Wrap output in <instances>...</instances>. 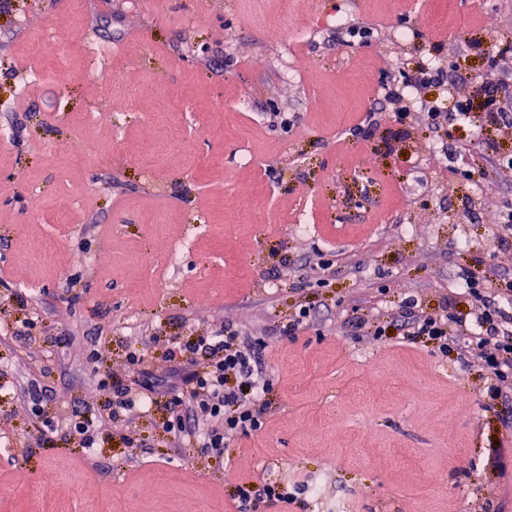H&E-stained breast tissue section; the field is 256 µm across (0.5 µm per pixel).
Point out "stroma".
Segmentation results:
<instances>
[{
  "label": "stroma",
  "instance_id": "35a3bbf8",
  "mask_svg": "<svg viewBox=\"0 0 512 512\" xmlns=\"http://www.w3.org/2000/svg\"><path fill=\"white\" fill-rule=\"evenodd\" d=\"M460 2L463 42L444 0H0V512H234L247 481L287 487L294 512H512V468L495 474L489 459L512 385L487 412L481 366L397 331L404 297L467 306L458 276L476 254L512 280L500 242L512 168L497 161L512 124L478 113L443 138L414 106L400 129L381 90L418 60L403 38L416 28L447 72L429 99L480 97L477 47L512 40V0ZM343 23L373 34L348 46ZM49 28L54 43L35 52ZM75 28L109 54L70 42ZM369 108L365 139L353 127ZM174 131L175 162L160 153ZM75 138L93 146L82 165L66 158ZM468 154L482 182L461 171ZM325 265L330 284L315 287ZM304 306L309 329L281 335ZM369 306L389 338L348 326ZM227 328L248 334L274 390L263 429L223 457L174 443L161 405L113 423L88 454L63 434L37 441L30 381L54 419L94 413L110 397L99 379L136 380L128 351L162 379L153 336Z\"/></svg>",
  "mask_w": 512,
  "mask_h": 512
}]
</instances>
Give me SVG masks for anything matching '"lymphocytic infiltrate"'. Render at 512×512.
Listing matches in <instances>:
<instances>
[{
  "mask_svg": "<svg viewBox=\"0 0 512 512\" xmlns=\"http://www.w3.org/2000/svg\"><path fill=\"white\" fill-rule=\"evenodd\" d=\"M484 95L481 99L455 101L448 111L432 108L429 117L434 128L447 122L470 117L474 111L498 113L500 102L494 94L496 84L489 71L481 77ZM464 294L471 308L466 315L451 309V301L438 308L424 307L414 297L402 299L404 310L403 336L421 342L432 352L455 354L459 363L480 362L490 384L487 394L498 399L505 383L512 381V317L505 315L499 301L512 302V282L499 280L483 259L460 274ZM167 356L173 364V382L167 392L170 411L167 431L185 445H200L216 457L223 456L231 440L239 435L260 431L267 398L273 381L257 367L258 355L242 347L239 332L201 337L180 343L169 341ZM206 355L210 364L197 369V355ZM112 397L99 414L74 412L66 423L49 417H38L36 432L48 438L59 431H68L81 448L92 449L106 425L127 416L134 409L150 410L156 397L136 393L120 383H112ZM294 496L278 484L255 487L241 483L235 498L236 512H258L259 507L271 512H288Z\"/></svg>",
  "mask_w": 512,
  "mask_h": 512,
  "instance_id": "f902f5d3",
  "label": "lymphocytic infiltrate"
}]
</instances>
